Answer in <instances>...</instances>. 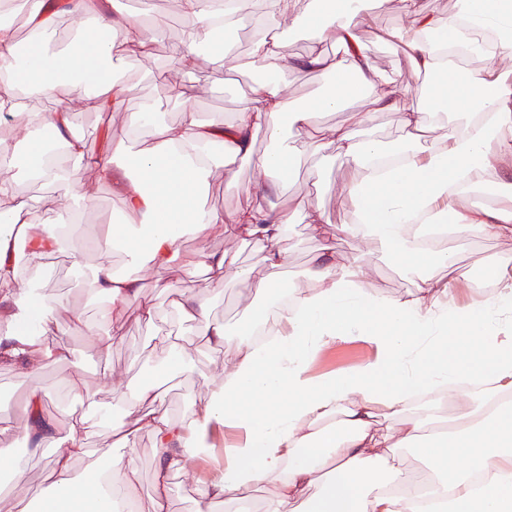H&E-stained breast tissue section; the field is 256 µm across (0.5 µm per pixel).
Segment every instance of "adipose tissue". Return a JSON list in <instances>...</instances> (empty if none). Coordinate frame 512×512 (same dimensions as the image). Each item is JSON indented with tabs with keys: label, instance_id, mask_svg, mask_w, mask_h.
<instances>
[{
	"label": "adipose tissue",
	"instance_id": "1",
	"mask_svg": "<svg viewBox=\"0 0 512 512\" xmlns=\"http://www.w3.org/2000/svg\"><path fill=\"white\" fill-rule=\"evenodd\" d=\"M266 0L268 31L255 40L247 66L264 71V79L231 120L201 119L188 103L191 90L179 86L182 119L161 122L153 105L129 113L132 130H151V146L130 152L117 146L110 155L89 154L74 131V108L84 103L102 109L120 106L136 86L113 77L109 63L124 52L150 55L167 21L154 16L140 21L127 14L121 0H28L32 37L26 55H18L9 26H0V112L25 132L29 151L43 156L45 133H53L64 152L58 161L35 164L15 173L0 164V368L34 373L69 358L64 342L44 347L42 331L56 319V307L36 300L33 281L19 270L12 243L23 238L27 260L39 265L66 242V225L83 218L90 202L83 192L86 172L108 181L123 202L127 221L105 233L121 245L130 268L114 274L99 265L86 281L100 300L90 333L108 332L112 312L139 301L140 271L169 268L181 253L184 234L206 236L224 222L264 253L265 274L252 279L226 254L201 253L188 266L210 272V288L181 295L173 310L197 324L199 344L225 353L219 377H205L191 421L170 419L162 406L161 385L115 391V402L136 411L133 424L111 431L118 448L131 447L140 430L154 438L155 487L140 512H171L168 478L191 462L214 455L209 442L214 425L235 430L214 476L199 482L194 512H512V254L487 263L484 275L494 281V296L459 309L453 253L432 244L423 247L414 221L421 209H441L445 230L459 240L512 241V207L469 208L460 198L469 186L494 185L512 193V70L460 65L449 60L464 49L469 30H488L497 51L512 49V0H455L443 18L415 14L401 31L408 66L399 70L404 89H417L409 111L389 91L390 77L371 61L356 34L384 0ZM254 0H180L183 37L180 52L203 58L215 68L231 67L227 48L214 47V19L223 15L232 28L253 11ZM76 16L79 38L54 50L49 38L59 13ZM301 26L319 38L335 41L339 53L311 47L289 54L284 27ZM314 72L326 77L325 92L299 105L285 89L289 76ZM432 84L414 87L420 75ZM368 100L369 110L350 113L346 123L323 130L322 114L350 99ZM400 111L410 142L436 133L438 149L407 151L401 163L376 173L373 162L389 155L377 140H358L355 131L372 112ZM456 114L445 118L446 111ZM304 130L313 142L330 139L352 172L336 192L346 209L357 214L343 225L347 235L364 240L417 273L413 291L403 297L377 294L357 262L338 263L330 247L314 254L302 281L285 277L286 226L296 213L308 224L329 218L313 203L280 211L269 199L282 190L295 160L282 144L284 125ZM265 132L272 149L258 154L255 137ZM248 159L258 172L252 205L233 216L204 208L201 194L215 168L228 156ZM45 182L65 202L58 221L41 219L31 200L18 190L20 178ZM241 282L254 296L281 288L295 295L294 305L278 314L272 343L251 334H228L211 320L215 285ZM357 335L377 348L375 359L354 371L316 378L309 372L311 354L337 339ZM81 409L66 431L40 412L43 391H30L31 416L22 439L33 448L51 444L50 482L32 503L13 497V512H61L62 501L92 502L94 512H118L117 501L137 495L140 474L123 460L75 476L74 460L86 457L84 435L100 421V404L79 379L68 383ZM382 415L398 417V427L379 429ZM416 448L430 470L409 474L400 457H383V449Z\"/></svg>",
	"mask_w": 512,
	"mask_h": 512
}]
</instances>
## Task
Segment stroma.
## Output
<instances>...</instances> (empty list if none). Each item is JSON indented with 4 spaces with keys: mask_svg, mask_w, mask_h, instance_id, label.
I'll use <instances>...</instances> for the list:
<instances>
[{
    "mask_svg": "<svg viewBox=\"0 0 512 512\" xmlns=\"http://www.w3.org/2000/svg\"><path fill=\"white\" fill-rule=\"evenodd\" d=\"M454 8V0H388L385 8L373 12L368 24L361 26L358 37L366 47L373 63L382 71L390 73L403 58V46L391 38V31L409 25L412 10L448 16ZM179 39L175 29H168L154 46L151 57L133 55L130 69L131 79L137 83L138 92L117 109L100 111L78 106L75 131L84 140L89 153L100 155L111 152L113 147L125 143H137L144 148L152 141L150 131H142L131 137L127 115L136 111L141 102H154L164 112L167 123L181 120L182 109L173 101L176 85L190 84L194 87L193 109L200 116L215 113L233 118L247 97L250 82L257 72L251 68L213 70L209 65L193 61L177 53ZM284 140L295 152L296 163L289 172L284 193L274 197V205L287 209L293 201L303 199L320 205L329 216L326 233L314 232L310 225L294 221L288 226L289 280L301 281L310 257L322 246H332L338 262L358 259L363 265L368 281L380 293L399 297L413 290L415 277L405 272L390 258L370 250L360 240L342 233V225L351 223L352 216L344 211L339 198L333 192L336 184L348 182L350 170L339 156L335 146L327 145L314 150L308 137L298 128L286 129ZM229 169L236 174L234 184H226L224 171L216 170L205 191V207L222 211L225 216L250 205L253 201V185L258 176L254 166L244 158H233ZM85 192L93 202L75 241L82 253V269L73 268L68 251L57 252V260L63 270L61 279H42L41 293L54 298L58 304L57 320L62 324L64 338L71 351L67 361L50 365L37 377L11 370L0 369V388L12 392L13 399L6 410L0 411V421L9 427L10 437H17L26 423V403L31 381H38L46 393L41 405L44 416L54 420L59 429H67L72 413L80 403L68 391V381L80 377L84 387L95 393L104 416V421L87 434L86 444L90 457L74 461L75 475H84L90 467H107L111 457L134 456L140 474L138 497L128 504L129 512H137L154 488L153 437L149 432H140L133 448L118 449L113 445L110 424L129 420L127 407L112 399L113 389L126 392L144 384H162L167 393L164 401L166 413L175 419L190 415L193 404L200 396L197 379L176 374H164L158 369L165 354L157 348L152 338L160 330L171 331L194 358L197 371L206 374L220 373L224 365L223 354L217 353L196 342L193 325L181 322L170 314L172 301L182 294L199 290L205 284L204 273L192 272L184 264V258L198 252H224L237 264L249 268L254 277H262L264 263L261 253L250 242L238 237L228 224L216 225L207 236L192 234L181 240V261L175 262L162 272L144 269L142 272V295L145 301L168 310L166 319L150 325L139 317L137 304H127L112 314L109 335H90L84 329L85 321L95 319L97 303L86 296L82 289L85 271L102 262H109L117 270H125L128 257L122 249L102 251L97 237L115 222V214L121 204L110 184L97 180L94 174L85 176ZM449 251L457 258L456 273L462 278L476 276L485 264L505 252H512V241H449ZM275 306L271 296L253 297L243 285L228 282L221 285L212 306L214 320L223 322L227 332L236 334L247 331L256 315H273ZM376 351L372 345L353 337L322 350L311 364V373L323 376L356 368L372 360ZM229 433L216 427L212 442L216 456L208 461H198L194 473H175L170 478L172 512H192L193 489L196 481L209 478L216 465L217 455L223 454L224 443Z\"/></svg>",
    "mask_w": 512,
    "mask_h": 512,
    "instance_id": "obj_1",
    "label": "stroma"
}]
</instances>
